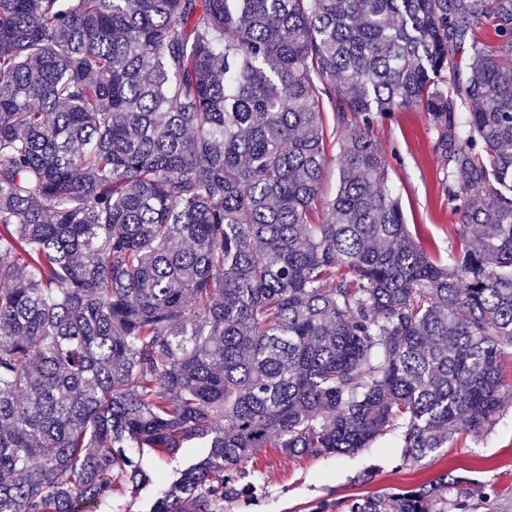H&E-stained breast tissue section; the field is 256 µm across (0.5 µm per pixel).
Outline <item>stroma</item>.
<instances>
[{
	"instance_id": "stroma-1",
	"label": "stroma",
	"mask_w": 512,
	"mask_h": 512,
	"mask_svg": "<svg viewBox=\"0 0 512 512\" xmlns=\"http://www.w3.org/2000/svg\"><path fill=\"white\" fill-rule=\"evenodd\" d=\"M374 139L389 162L408 224L441 257L455 246L452 205L443 190L445 169L436 153V133L423 109L393 113L375 125ZM267 493L258 501L226 504L224 512H312L323 500L350 499L410 488L455 471L469 478L466 512H512V408L493 428L476 435L460 431L450 447L426 457H405L398 432L343 457L293 459L274 448L256 457Z\"/></svg>"
}]
</instances>
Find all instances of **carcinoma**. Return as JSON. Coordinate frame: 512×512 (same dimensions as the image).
<instances>
[{"instance_id": "carcinoma-1", "label": "carcinoma", "mask_w": 512, "mask_h": 512, "mask_svg": "<svg viewBox=\"0 0 512 512\" xmlns=\"http://www.w3.org/2000/svg\"><path fill=\"white\" fill-rule=\"evenodd\" d=\"M414 106L449 265L373 139ZM509 348L512 0H0V512H85L190 446L150 512L258 497L261 448L399 429L418 459L494 424ZM466 483L343 512H448ZM205 452L204 448H186L182 456L175 461L161 462L156 458L145 455L143 457V464L150 469L158 470L163 479L170 477L176 469L183 468L189 462L199 457Z\"/></svg>"}]
</instances>
